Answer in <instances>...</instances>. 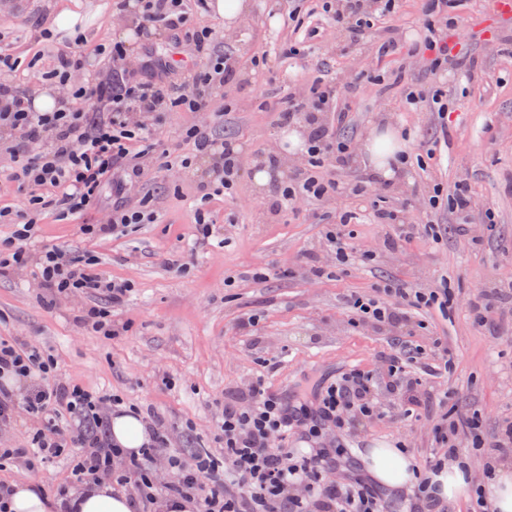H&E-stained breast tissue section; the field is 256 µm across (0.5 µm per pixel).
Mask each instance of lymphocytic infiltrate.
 Returning a JSON list of instances; mask_svg holds the SVG:
<instances>
[{"mask_svg":"<svg viewBox=\"0 0 512 512\" xmlns=\"http://www.w3.org/2000/svg\"><path fill=\"white\" fill-rule=\"evenodd\" d=\"M452 0H423L425 37L405 47L393 33L396 0H340L333 8V24L349 42H367L376 59L400 52L421 57L429 71L447 70L451 61L448 29ZM207 0H113V15L131 21L149 34H164L168 43L185 48L196 62L187 81L171 76L165 60L142 57L131 63L126 47L115 42L89 45L76 37L70 46L53 47L52 75L66 85L67 97L53 112L35 111V91L16 82L0 81V178L16 183L29 210L26 221L16 222L14 210L0 207V223L15 224L12 240L0 246V274L36 266L38 286L50 300L98 294L110 307H82L80 322L103 336H116L120 326L112 318L133 290L131 282L107 277L95 256L78 258L59 246L34 250V229L46 217L80 222L97 207L104 189L112 191V208L93 224H82L83 234L97 238L116 235L134 224L158 219L149 196L132 200L144 183L149 167L163 163L189 175L195 157L215 164L213 179L197 186L201 205L195 222L199 235L208 237L216 216L210 207L217 196H232L245 166L231 139L218 136L215 122L223 117L226 85L243 80L262 59H241L216 48L217 33L197 25ZM101 59L106 75L86 76L89 59ZM353 83L344 76L323 81L300 92L287 93L275 105L281 122L304 124L309 132L302 162L280 187L273 212L296 198L326 201L340 187L328 166L344 168L354 154L352 139L339 135L347 117ZM186 111L205 120L187 127L184 137L192 156L177 161L161 158L156 125L162 113ZM453 304L449 288L421 291L387 285L375 296L352 295L347 306L359 321L401 326L411 310ZM8 377L28 380L25 395L5 385ZM419 384L399 359L386 373L374 376L357 369L327 386L316 405L291 404L268 393L262 380L224 398L219 423L224 452L191 454L172 446L171 429L151 416L152 440L136 455L113 448L107 435V402L86 387L62 381L51 354L15 337L0 336V429L11 427L19 412L39 422L24 448H0V460L24 459L48 463L71 458L72 484L58 486V512H69L73 485L108 482L135 502L164 505L192 502L196 512H389L373 485L362 477L342 479L350 463L349 433L361 421L379 415V390L414 394ZM300 430L305 447L286 444L290 430ZM466 435L485 460L484 476L495 464L512 459V422L486 431L477 415L453 411L434 429L442 452L432 461L438 470L456 457L459 435ZM339 481H330V474Z\"/></svg>","mask_w":512,"mask_h":512,"instance_id":"obj_1","label":"lymphocytic infiltrate"}]
</instances>
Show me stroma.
<instances>
[{"instance_id":"1","label":"stroma","mask_w":512,"mask_h":512,"mask_svg":"<svg viewBox=\"0 0 512 512\" xmlns=\"http://www.w3.org/2000/svg\"><path fill=\"white\" fill-rule=\"evenodd\" d=\"M250 2V11L230 28L210 13L198 18L225 33L235 54L271 52L266 65L235 89L224 115L222 132L242 154L253 159L281 151L283 126L273 104L289 84L328 80L340 70L358 82L342 129L354 141L358 166L335 171V178L351 183L370 172L366 145L381 124L404 136L412 157L439 138L437 113L405 111L401 88L387 90L374 81L368 49L334 44L328 15L310 0H303L306 18L293 35L308 48L302 61L275 51L288 26L287 11L271 0ZM64 13L75 17L73 29H59ZM452 13L459 21L452 45L473 76L432 74L404 54L386 65L388 80L402 77L454 99L450 141L440 159L424 168L374 177L368 194L404 203L417 220L426 210L428 186L460 184L478 204L469 224L459 226L456 214L440 210L439 237L421 230L397 249L386 242L391 228L367 218L344 224L341 232L376 259L340 266L327 246V227L315 216L357 210L352 196L301 200L276 221L256 220L291 177L296 158L269 171L262 186L243 172L234 196L212 201L224 221L210 238L196 232L188 183L160 172L147 185L156 223L100 240L83 235L79 225L48 218L35 242L96 255L108 276L133 283L130 300L114 313L120 335H99L77 320L87 297L48 305L28 269L0 275V336L52 354L61 380L154 412L172 425L173 448L185 453L200 446L223 451L224 397L255 378H264L271 393L312 399L350 369L381 375L398 354L409 358L412 375L432 396L400 417L398 397L383 395L389 413L364 421L350 440L356 455L402 443L418 465H427L439 453L433 428L453 407L477 411L489 430L512 421V322L481 327L470 312L480 290L512 283V17L499 21L492 0H456ZM43 30L52 31L57 46L79 33L92 45L123 42L134 58L145 51L146 40L134 26L113 18L112 0H7L0 5V47L20 57L16 79L42 96L63 94L59 84L42 80L54 66L52 55L39 53ZM486 208L493 223L481 220ZM312 260L324 265V276L309 275ZM261 269L271 270V277L256 278ZM443 281L454 293L450 312L416 311L402 330L356 321L346 305L349 295L373 294L385 282L427 289ZM249 317L254 326L242 327ZM0 479L32 482L49 494L69 481L70 468L64 458L32 467L12 461L0 468Z\"/></svg>"}]
</instances>
